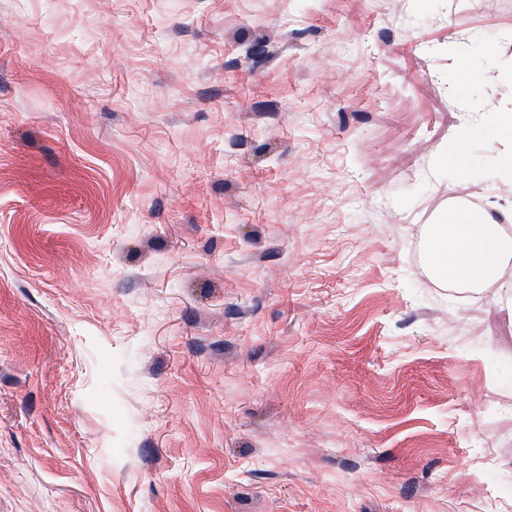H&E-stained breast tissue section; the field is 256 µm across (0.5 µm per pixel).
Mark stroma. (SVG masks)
I'll return each mask as SVG.
<instances>
[{
	"label": "stroma",
	"mask_w": 512,
	"mask_h": 512,
	"mask_svg": "<svg viewBox=\"0 0 512 512\" xmlns=\"http://www.w3.org/2000/svg\"><path fill=\"white\" fill-rule=\"evenodd\" d=\"M511 63L512 0H0V512H512V267L422 237L512 209ZM429 274L482 291L498 283L512 260V235L489 210L458 204L424 231Z\"/></svg>",
	"instance_id": "35a3bbf8"
}]
</instances>
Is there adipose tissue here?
<instances>
[{"mask_svg":"<svg viewBox=\"0 0 512 512\" xmlns=\"http://www.w3.org/2000/svg\"><path fill=\"white\" fill-rule=\"evenodd\" d=\"M424 237L428 271L442 283L480 291L498 283L512 263V230L484 209L456 205L427 225Z\"/></svg>","mask_w":512,"mask_h":512,"instance_id":"adipose-tissue-1","label":"adipose tissue"}]
</instances>
